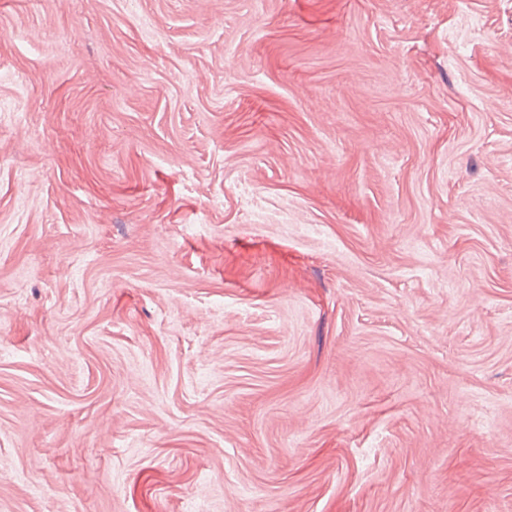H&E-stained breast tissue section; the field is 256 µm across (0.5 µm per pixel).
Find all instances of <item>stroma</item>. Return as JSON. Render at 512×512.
Masks as SVG:
<instances>
[{
	"label": "stroma",
	"mask_w": 512,
	"mask_h": 512,
	"mask_svg": "<svg viewBox=\"0 0 512 512\" xmlns=\"http://www.w3.org/2000/svg\"><path fill=\"white\" fill-rule=\"evenodd\" d=\"M0 512H512V0H0Z\"/></svg>",
	"instance_id": "35a3bbf8"
}]
</instances>
